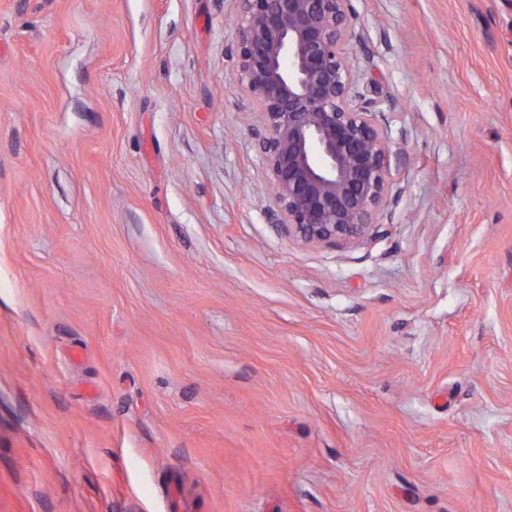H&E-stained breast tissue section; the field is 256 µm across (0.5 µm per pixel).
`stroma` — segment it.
Returning a JSON list of instances; mask_svg holds the SVG:
<instances>
[{
	"label": "stroma",
	"instance_id": "stroma-1",
	"mask_svg": "<svg viewBox=\"0 0 512 512\" xmlns=\"http://www.w3.org/2000/svg\"><path fill=\"white\" fill-rule=\"evenodd\" d=\"M351 6L389 191L306 244L236 0H0V512H512V0Z\"/></svg>",
	"mask_w": 512,
	"mask_h": 512
}]
</instances>
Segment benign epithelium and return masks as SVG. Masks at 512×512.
Here are the masks:
<instances>
[{
	"label": "benign epithelium",
	"instance_id": "benign-epithelium-1",
	"mask_svg": "<svg viewBox=\"0 0 512 512\" xmlns=\"http://www.w3.org/2000/svg\"><path fill=\"white\" fill-rule=\"evenodd\" d=\"M241 82L259 100L257 149L288 235L307 244L355 242L373 227L391 159L360 96L346 43L350 0H237Z\"/></svg>",
	"mask_w": 512,
	"mask_h": 512
}]
</instances>
